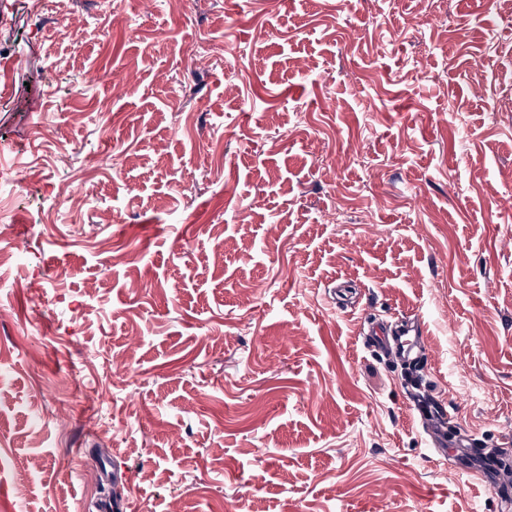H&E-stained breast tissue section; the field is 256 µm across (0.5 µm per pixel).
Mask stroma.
Instances as JSON below:
<instances>
[{
	"instance_id": "obj_1",
	"label": "stroma",
	"mask_w": 512,
	"mask_h": 512,
	"mask_svg": "<svg viewBox=\"0 0 512 512\" xmlns=\"http://www.w3.org/2000/svg\"><path fill=\"white\" fill-rule=\"evenodd\" d=\"M19 57L0 512H98L111 455L130 512H499L363 328L512 457L507 0H0ZM403 329L405 331H402ZM365 344L375 350L394 355L403 362H417L425 352L417 329L402 320L375 324L366 333ZM453 418V414L448 411L447 422V412L445 410L440 416L434 415L432 419L423 417V414L421 417V424L427 430L432 449L445 460L448 454L446 448L448 446V424Z\"/></svg>"
}]
</instances>
